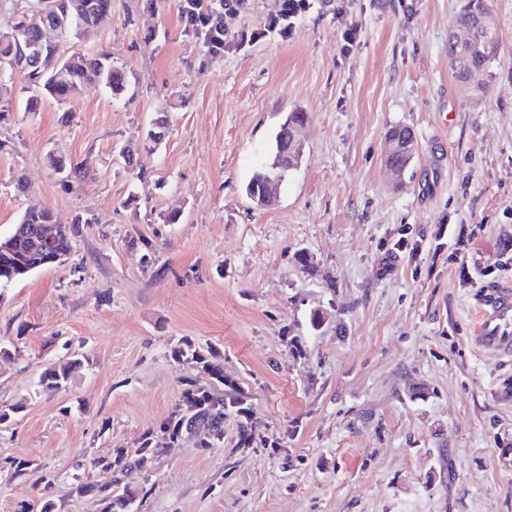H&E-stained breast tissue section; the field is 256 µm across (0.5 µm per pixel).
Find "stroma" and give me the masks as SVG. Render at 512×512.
Wrapping results in <instances>:
<instances>
[{
	"mask_svg": "<svg viewBox=\"0 0 512 512\" xmlns=\"http://www.w3.org/2000/svg\"><path fill=\"white\" fill-rule=\"evenodd\" d=\"M462 5L328 0L283 35L264 30L279 0H249L228 21L243 45L208 60L174 0H112L77 49L111 53L122 95L90 85L28 112L16 80L0 236L30 207L76 231L65 263L0 289V405L18 408L0 425V512L44 474L56 512H101L106 486L129 512H512V360L470 341L481 290L512 289V0H488L501 51L480 98L448 66ZM297 109L303 162L256 206L245 186ZM398 126L418 150L394 181ZM51 154L88 174L63 183ZM186 344L223 378L176 358ZM75 359L66 389L42 390ZM192 386L250 408H225L209 448L160 431ZM121 452L128 469L94 464Z\"/></svg>",
	"mask_w": 512,
	"mask_h": 512,
	"instance_id": "obj_1",
	"label": "stroma"
}]
</instances>
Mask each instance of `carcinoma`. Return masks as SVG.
Returning a JSON list of instances; mask_svg holds the SVG:
<instances>
[{
  "label": "carcinoma",
  "mask_w": 512,
  "mask_h": 512,
  "mask_svg": "<svg viewBox=\"0 0 512 512\" xmlns=\"http://www.w3.org/2000/svg\"><path fill=\"white\" fill-rule=\"evenodd\" d=\"M38 7L30 12L22 13L12 35H0V117L13 111L11 86L16 74H21L28 83L40 86L42 95L61 103L70 96L80 92L91 83H99L108 87L113 94L120 95L126 89V76L121 68L112 64L108 53H101L93 58L74 50L61 62L56 69H46L43 65L28 62L27 67L17 72L9 65V55L16 50L17 42L29 40L45 20H56L66 23L60 33V40L76 46L90 30L112 21V0H37ZM245 0H178V11L184 32L200 40L205 54L212 58L224 56V51L244 42L243 37L229 33L224 26V17L230 16L243 8ZM315 0H280L278 14L269 20L265 30L269 33H284L292 26L293 20L300 14L312 9ZM486 8L485 0H467L458 13L455 27L474 31V40L470 46L462 49L448 38V54L465 53L467 65L455 71L456 78L466 91L475 96H482L490 89L493 79L491 67L499 55V41L494 31L482 30L478 27L479 16ZM305 113L295 111L288 113L274 133L270 161L256 170L245 191L251 199H262L268 190L269 182L281 185L288 175L298 168L300 161L288 160V142L290 130L287 123L301 124ZM397 151L388 157V164L404 169L410 163L416 143L409 129L401 128L390 132ZM50 166L54 169L67 171V178L81 179L89 170L85 162H65L60 157L49 156ZM20 223L28 225V237L21 240L10 251H0V288L9 286L13 281L44 267V261L52 257L66 258L71 252V236L57 217L45 210L27 209ZM46 224L58 225L56 234L47 245V250L35 248L29 241L39 236V230ZM178 357H191L206 365L216 376H222L221 367L207 360V357L191 346L175 350ZM72 365L51 367L43 372L39 384L42 388L59 391L68 386ZM188 404L185 411L174 412L161 426L160 431L171 440H178L183 433H190L201 428L207 431V440L201 447H210V441L223 440L224 399L215 397L204 389L188 388L183 392ZM42 485V494L37 507H25L22 512H55V504L48 494L54 479L45 475L37 479ZM103 512H126L131 503L129 495H114L112 488L99 489Z\"/></svg>",
  "instance_id": "1"
}]
</instances>
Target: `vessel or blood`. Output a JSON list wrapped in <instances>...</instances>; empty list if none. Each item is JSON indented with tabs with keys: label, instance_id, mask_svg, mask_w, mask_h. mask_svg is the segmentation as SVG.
<instances>
[{
	"label": "vessel or blood",
	"instance_id": "vessel-or-blood-1",
	"mask_svg": "<svg viewBox=\"0 0 512 512\" xmlns=\"http://www.w3.org/2000/svg\"><path fill=\"white\" fill-rule=\"evenodd\" d=\"M473 341L482 351L512 359V289L487 288Z\"/></svg>",
	"mask_w": 512,
	"mask_h": 512
}]
</instances>
